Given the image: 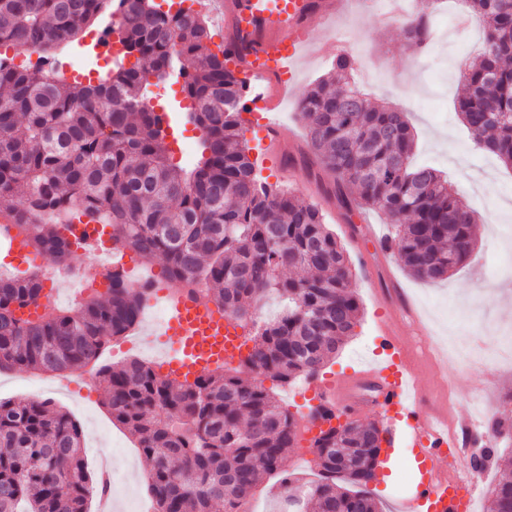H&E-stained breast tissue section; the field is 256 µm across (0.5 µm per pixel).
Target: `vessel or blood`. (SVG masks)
<instances>
[{
  "instance_id": "obj_1",
  "label": "vessel or blood",
  "mask_w": 512,
  "mask_h": 512,
  "mask_svg": "<svg viewBox=\"0 0 512 512\" xmlns=\"http://www.w3.org/2000/svg\"><path fill=\"white\" fill-rule=\"evenodd\" d=\"M343 0H203L204 9L220 15L237 74L243 83H258L261 92L255 106L269 121L265 140L270 154H278L282 128L274 116L292 93L286 77L304 59L309 44L307 34L312 24L331 28ZM174 349L163 355V368L181 378H192L214 366L236 363L244 355L245 344L235 322L212 304L176 292L169 296L167 318L160 329ZM383 341L399 369L393 381L384 382V367L368 370L365 376L379 380V407L399 405L409 410L413 422L406 432L426 467V477L414 497L399 504L401 512H416L417 500H433L440 512H460L461 504L452 488L464 458L455 452L454 432L471 436L468 419L449 412L437 399H426L420 383L421 362L413 345L400 336L392 324L383 327ZM360 373L337 378L332 383L308 380L309 390L318 394L322 405L352 416L345 399L359 384Z\"/></svg>"
}]
</instances>
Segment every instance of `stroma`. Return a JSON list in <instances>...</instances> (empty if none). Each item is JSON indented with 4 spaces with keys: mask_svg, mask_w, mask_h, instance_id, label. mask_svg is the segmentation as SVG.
Returning a JSON list of instances; mask_svg holds the SVG:
<instances>
[{
    "mask_svg": "<svg viewBox=\"0 0 512 512\" xmlns=\"http://www.w3.org/2000/svg\"><path fill=\"white\" fill-rule=\"evenodd\" d=\"M372 0H348V6L334 22L333 31L312 26L310 54L300 69L297 93H304L322 77L336 58L334 31L349 33L347 51L354 55L357 68L368 79L364 89L371 101L390 105L405 112L416 135L414 162L440 171L454 190L478 213L476 252L471 263L448 279L426 283L409 275L396 254L381 249L380 239L390 230L385 215L375 210L346 212L323 191L328 173L319 178L297 173L288 177L262 143L248 139L249 155L256 159L257 171L268 183L295 189L304 201L321 210L328 228L343 244L352 263L351 288L362 301L359 325L323 369L326 377L361 370L375 362L381 345L380 324L390 321L404 336L421 346L433 348L437 337L447 335L448 318L456 316L469 330L476 347L490 348L496 324H512V301L496 300L497 292L512 287V235L502 231L512 225V169L505 168L493 154L477 150L455 110L463 92L459 83L461 68L477 57L483 40L478 22L468 27L456 23L453 0H446L441 19L453 31L457 53H450L441 40H434L430 52L408 46L405 26L394 22L387 26L373 19ZM399 284L416 315L396 311L386 297L392 284ZM422 388L426 394L450 392L451 408L456 415L469 416L474 398H483L491 417L512 421V360L450 369L432 363L420 367ZM41 382L37 397L69 412L79 423L87 468L92 480L101 477L100 460L110 457L114 481L112 497L123 498L134 488L142 502H150L145 474L135 467L143 457L135 438L113 421L103 403L104 393L95 372L60 376L29 370L0 372V400H18L29 396L31 382ZM349 403L356 408L361 422L378 421L394 438L395 453L387 474L372 483L380 497L383 512H396L400 501L411 495L419 479L417 466L407 462L413 448L405 437L404 418L391 417L370 398L367 388L353 390Z\"/></svg>",
    "mask_w": 512,
    "mask_h": 512,
    "instance_id": "stroma-1",
    "label": "stroma"
}]
</instances>
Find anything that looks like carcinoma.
<instances>
[{"label":"carcinoma","instance_id":"carcinoma-1","mask_svg":"<svg viewBox=\"0 0 512 512\" xmlns=\"http://www.w3.org/2000/svg\"><path fill=\"white\" fill-rule=\"evenodd\" d=\"M114 0H0V42L37 51L44 66L0 65V210L22 225L35 251L67 266L72 250L46 212L111 225L112 238L144 262L161 256L171 281L202 278L209 299L252 325L243 368L288 382L316 377L360 322L352 267L317 206L259 182L240 121L244 84L210 48L198 13L164 14L152 0H119L130 66L98 84L69 82L54 51L109 16ZM437 0L413 11L409 46L432 40ZM485 30L477 60L462 70L457 109L475 145L512 169V0H470ZM354 60L336 57L299 99L309 146L334 176L346 210L377 209L395 226L396 250L415 278L436 282L464 266L476 217L447 181L413 168L414 136L402 112L371 102L353 81ZM183 78L187 117L203 131L189 173L169 163L170 114L140 106L150 78ZM41 277L0 278V370H96L112 420L137 439L156 512H244L263 472L283 470L298 437L292 417L262 385L222 369L189 382L162 380L147 363L99 364L104 339L137 323L148 289L114 274L107 290L53 316L25 317ZM268 293L284 302L257 321ZM373 421L347 419L311 439L319 480L281 479L288 512H382ZM94 487L83 435L47 401H0V512H87ZM487 512H512V468L497 470Z\"/></svg>","mask_w":512,"mask_h":512}]
</instances>
